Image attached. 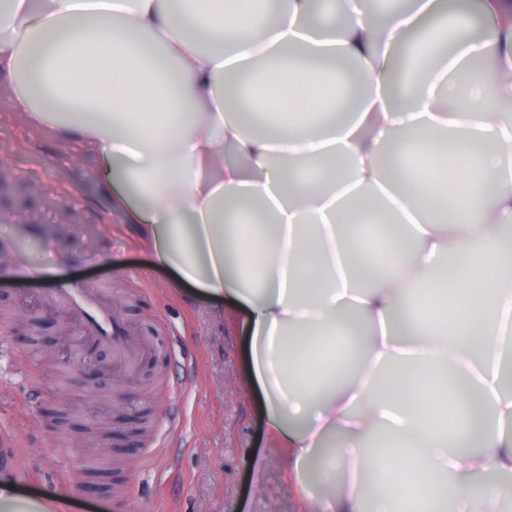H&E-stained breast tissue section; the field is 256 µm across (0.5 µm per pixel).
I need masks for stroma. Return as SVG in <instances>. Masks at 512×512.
Wrapping results in <instances>:
<instances>
[{"mask_svg":"<svg viewBox=\"0 0 512 512\" xmlns=\"http://www.w3.org/2000/svg\"><path fill=\"white\" fill-rule=\"evenodd\" d=\"M0 208L47 226L26 243L41 273L0 256V480L29 499L67 496V512H300L271 455L257 386L243 378L246 334L202 292L176 287L112 214L91 157L8 114L0 91ZM71 253L56 267L49 248ZM62 281L107 285L149 356L114 373L107 351L79 354L77 320L53 301ZM179 420L176 435L165 418Z\"/></svg>","mask_w":512,"mask_h":512,"instance_id":"obj_1","label":"stroma"}]
</instances>
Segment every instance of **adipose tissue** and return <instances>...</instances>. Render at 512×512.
Segmentation results:
<instances>
[{"label":"adipose tissue","mask_w":512,"mask_h":512,"mask_svg":"<svg viewBox=\"0 0 512 512\" xmlns=\"http://www.w3.org/2000/svg\"><path fill=\"white\" fill-rule=\"evenodd\" d=\"M0 0V89L12 114L96 156L112 206L155 264L230 303L248 382L264 396L273 450L296 483L330 454L308 512H498L512 501V0H481L484 34L451 47L432 31L430 67L393 89V58L438 0L371 18L340 0ZM501 71L482 79L477 62ZM370 77L350 109L328 64ZM255 75L259 135L225 110V81ZM416 158L383 174L386 144ZM228 197L261 202L262 235L224 229ZM375 204L394 228L390 260L349 234ZM366 325L354 371L321 389L341 315ZM456 384H449V376ZM493 482H485V475ZM378 486L366 503L362 481Z\"/></svg>","instance_id":"adipose-tissue-1"}]
</instances>
